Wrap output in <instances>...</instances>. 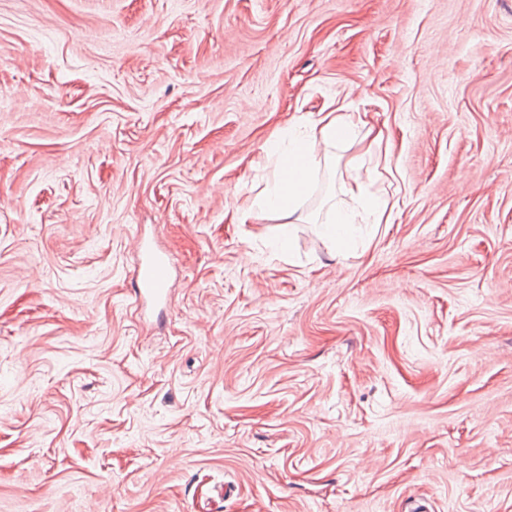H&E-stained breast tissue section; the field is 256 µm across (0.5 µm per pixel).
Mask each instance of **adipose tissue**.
Here are the masks:
<instances>
[{
	"mask_svg": "<svg viewBox=\"0 0 512 512\" xmlns=\"http://www.w3.org/2000/svg\"><path fill=\"white\" fill-rule=\"evenodd\" d=\"M363 132L374 142L382 140L365 116L354 118L343 112L327 113L308 131L295 123L280 129L264 149L269 182L250 207L236 209L238 221L244 224L266 214L292 217L317 179L325 147L338 141L356 143ZM349 178L350 202L331 206L321 227L322 235L333 242L335 254L342 258L355 243L358 225L386 224L391 219L387 201L366 194L360 166L350 167Z\"/></svg>",
	"mask_w": 512,
	"mask_h": 512,
	"instance_id": "ef3b65f1",
	"label": "adipose tissue"
}]
</instances>
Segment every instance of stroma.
<instances>
[{"instance_id":"1","label":"stroma","mask_w":512,"mask_h":512,"mask_svg":"<svg viewBox=\"0 0 512 512\" xmlns=\"http://www.w3.org/2000/svg\"><path fill=\"white\" fill-rule=\"evenodd\" d=\"M340 107L390 223H238ZM420 505L512 512V0H0V512ZM140 259L133 271V295L136 306L148 300L159 301L166 297L169 282V265L166 258L148 244L137 243Z\"/></svg>"}]
</instances>
